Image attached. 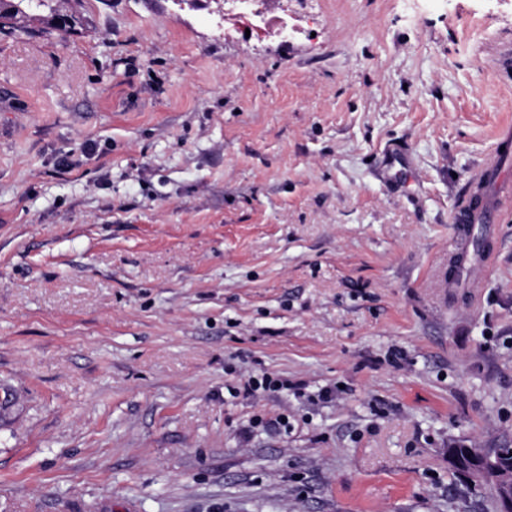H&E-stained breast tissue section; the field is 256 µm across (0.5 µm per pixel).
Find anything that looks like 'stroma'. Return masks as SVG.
Wrapping results in <instances>:
<instances>
[{
    "label": "stroma",
    "instance_id": "obj_1",
    "mask_svg": "<svg viewBox=\"0 0 512 512\" xmlns=\"http://www.w3.org/2000/svg\"><path fill=\"white\" fill-rule=\"evenodd\" d=\"M254 6L294 36L224 0L0 33V512H490L448 449L512 448V212L453 217L512 0ZM231 5L232 15L239 20L237 30L241 37L246 38L245 29L250 30L249 38L261 36L273 24L272 18L253 9L252 0H228ZM288 387V383L281 380L277 374L269 371H260L256 375H249L241 385L236 388L235 394L241 392L245 397H265L280 392L283 388Z\"/></svg>",
    "mask_w": 512,
    "mask_h": 512
}]
</instances>
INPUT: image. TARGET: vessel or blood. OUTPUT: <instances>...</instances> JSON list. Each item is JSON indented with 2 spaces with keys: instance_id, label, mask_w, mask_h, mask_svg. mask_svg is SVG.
Listing matches in <instances>:
<instances>
[{
  "instance_id": "b4317fda",
  "label": "vessel or blood",
  "mask_w": 512,
  "mask_h": 512,
  "mask_svg": "<svg viewBox=\"0 0 512 512\" xmlns=\"http://www.w3.org/2000/svg\"><path fill=\"white\" fill-rule=\"evenodd\" d=\"M512 156V125H504L498 135V147L489 155L483 175L470 181L467 192L457 207V216L477 208L484 224L498 223L512 209V180L504 173L501 163Z\"/></svg>"
}]
</instances>
